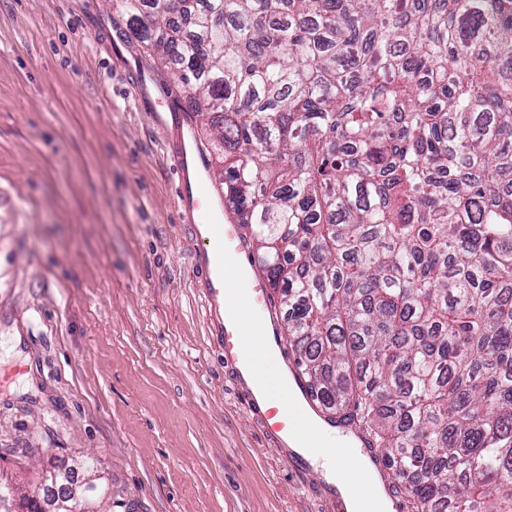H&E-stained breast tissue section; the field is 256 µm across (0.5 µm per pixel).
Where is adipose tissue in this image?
Segmentation results:
<instances>
[{
    "mask_svg": "<svg viewBox=\"0 0 512 512\" xmlns=\"http://www.w3.org/2000/svg\"><path fill=\"white\" fill-rule=\"evenodd\" d=\"M225 309L242 319L240 345L251 362L254 378L262 383L273 379V355L263 341V322L252 312L248 292L240 288L228 291ZM295 417L297 424L291 431L290 445L309 449L311 456L323 462L337 484L360 482V489L351 492L346 500L347 512H391L390 500L382 494L377 480L359 454H352L345 465H338L336 459L341 453L339 440L305 412L296 411Z\"/></svg>",
    "mask_w": 512,
    "mask_h": 512,
    "instance_id": "adipose-tissue-1",
    "label": "adipose tissue"
}]
</instances>
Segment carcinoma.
Masks as SVG:
<instances>
[{
  "instance_id": "carcinoma-1",
  "label": "carcinoma",
  "mask_w": 512,
  "mask_h": 512,
  "mask_svg": "<svg viewBox=\"0 0 512 512\" xmlns=\"http://www.w3.org/2000/svg\"><path fill=\"white\" fill-rule=\"evenodd\" d=\"M217 132L288 359L411 512H512V0H119Z\"/></svg>"
}]
</instances>
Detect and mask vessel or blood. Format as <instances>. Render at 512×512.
Here are the masks:
<instances>
[{
  "label": "vessel or blood",
  "instance_id": "obj_1",
  "mask_svg": "<svg viewBox=\"0 0 512 512\" xmlns=\"http://www.w3.org/2000/svg\"><path fill=\"white\" fill-rule=\"evenodd\" d=\"M181 126L179 128L180 146L174 152V168L178 177L177 193L181 208L186 217H193L198 211L200 202L194 183L201 177L207 168V160L203 149L199 146L194 123L187 113L179 115ZM197 240H210L209 249L195 252L193 267L195 278L204 290V297L209 312L215 313L223 307L225 297V283L233 275L231 267L224 263L225 250L241 252L244 244L240 236V226L235 217H227L222 224H197L193 227ZM213 332L220 336L224 345V362L234 367L237 380L247 387V402L251 410L257 412L264 422L266 433L277 440L281 453L288 459L295 471L302 472L308 469L309 460L304 449L290 447L283 436L290 430L288 417L275 406V390L273 385L258 388L252 386L251 371L239 362V347L241 336V323L239 318H225L214 322ZM282 383L287 392L306 412L319 413L315 394L303 377H300L294 365H287L282 377Z\"/></svg>",
  "mask_w": 512,
  "mask_h": 512
}]
</instances>
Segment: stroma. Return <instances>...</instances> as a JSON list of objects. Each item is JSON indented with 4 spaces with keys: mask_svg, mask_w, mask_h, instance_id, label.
<instances>
[{
    "mask_svg": "<svg viewBox=\"0 0 512 512\" xmlns=\"http://www.w3.org/2000/svg\"><path fill=\"white\" fill-rule=\"evenodd\" d=\"M185 86L112 0H0V470L98 457L106 512H337L247 403L194 282ZM181 126L179 128L180 146L173 153L174 168L178 177L177 193L183 214L193 219L194 212L199 210V196L194 183L206 172L207 160L203 149L199 146L194 129V122L186 112H178Z\"/></svg>",
    "mask_w": 512,
    "mask_h": 512,
    "instance_id": "35a3bbf8",
    "label": "stroma"
}]
</instances>
